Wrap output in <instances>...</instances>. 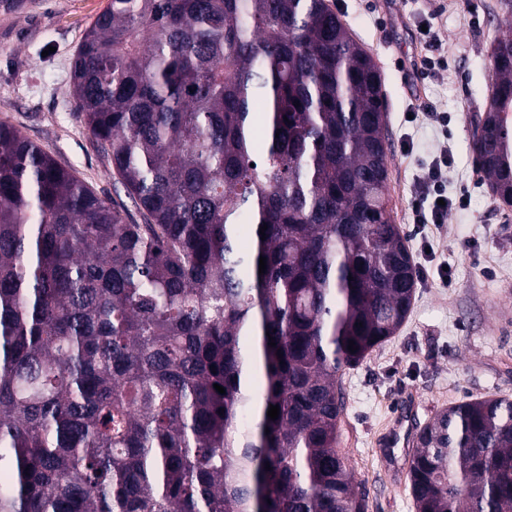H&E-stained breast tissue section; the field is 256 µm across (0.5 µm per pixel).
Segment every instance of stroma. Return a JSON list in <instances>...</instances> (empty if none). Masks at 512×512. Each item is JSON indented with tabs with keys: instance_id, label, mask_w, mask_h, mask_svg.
<instances>
[{
	"instance_id": "1",
	"label": "stroma",
	"mask_w": 512,
	"mask_h": 512,
	"mask_svg": "<svg viewBox=\"0 0 512 512\" xmlns=\"http://www.w3.org/2000/svg\"><path fill=\"white\" fill-rule=\"evenodd\" d=\"M373 55L384 77L390 154L388 194L415 265L425 266L411 311L394 336L337 378L345 401L340 447L366 496L365 512H415L404 448L388 451L404 401L415 423L480 397L512 398V208L500 206L472 150V120L486 109L495 39L512 35L496 0H328ZM106 0H21L0 4V123L20 129L95 192L140 223L96 151L70 94L84 30ZM432 22L448 48L447 68L422 76L416 27ZM426 101L448 115L405 121ZM448 153L445 224H411L415 185L426 164ZM448 270L442 282L440 270Z\"/></svg>"
}]
</instances>
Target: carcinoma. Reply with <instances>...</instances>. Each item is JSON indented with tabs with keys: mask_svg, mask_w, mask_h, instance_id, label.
<instances>
[{
	"mask_svg": "<svg viewBox=\"0 0 512 512\" xmlns=\"http://www.w3.org/2000/svg\"><path fill=\"white\" fill-rule=\"evenodd\" d=\"M491 59L472 148L512 206V37ZM382 86L327 0H108L72 96L143 223L0 123V512H365L336 373L417 285ZM414 443L415 512H512V399Z\"/></svg>",
	"mask_w": 512,
	"mask_h": 512,
	"instance_id": "cac0c4a2",
	"label": "carcinoma"
}]
</instances>
